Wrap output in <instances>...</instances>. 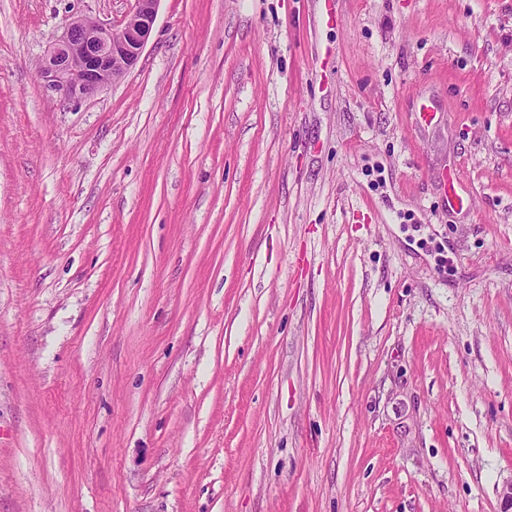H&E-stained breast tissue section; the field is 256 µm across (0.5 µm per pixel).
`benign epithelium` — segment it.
<instances>
[{
  "instance_id": "obj_1",
  "label": "benign epithelium",
  "mask_w": 512,
  "mask_h": 512,
  "mask_svg": "<svg viewBox=\"0 0 512 512\" xmlns=\"http://www.w3.org/2000/svg\"><path fill=\"white\" fill-rule=\"evenodd\" d=\"M129 2L117 28L88 17L66 25L42 60L39 76L46 89L69 102H80L136 65L151 36L160 0Z\"/></svg>"
}]
</instances>
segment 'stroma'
I'll use <instances>...</instances> for the list:
<instances>
[{
  "label": "stroma",
  "instance_id": "1",
  "mask_svg": "<svg viewBox=\"0 0 512 512\" xmlns=\"http://www.w3.org/2000/svg\"><path fill=\"white\" fill-rule=\"evenodd\" d=\"M129 7L0 0V512H499L512 0H160L43 88ZM117 28L77 17L48 47L39 70L47 90L69 102L98 94L139 60L151 36L160 0H129Z\"/></svg>",
  "mask_w": 512,
  "mask_h": 512
}]
</instances>
